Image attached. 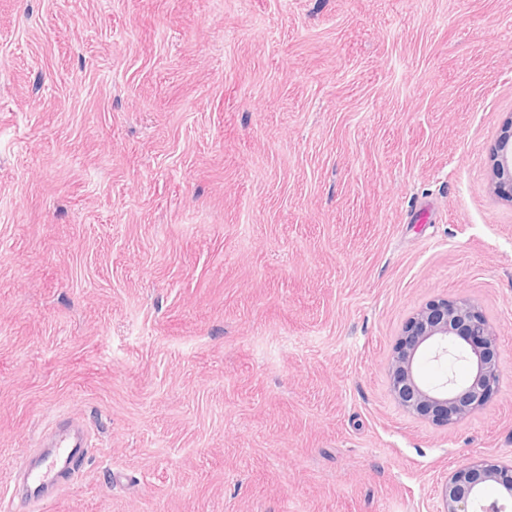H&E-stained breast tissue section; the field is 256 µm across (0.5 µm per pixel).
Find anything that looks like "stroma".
Wrapping results in <instances>:
<instances>
[{"label": "stroma", "instance_id": "35a3bbf8", "mask_svg": "<svg viewBox=\"0 0 512 512\" xmlns=\"http://www.w3.org/2000/svg\"><path fill=\"white\" fill-rule=\"evenodd\" d=\"M512 0H0V512H438L512 459ZM464 296L501 382L396 403L404 322ZM491 188L512 201V124L500 134L492 152ZM54 448L45 454L37 467L25 471L27 483L36 487H51L54 492L62 490L79 468V458L72 451V441L67 434L58 433ZM69 461L70 470L65 475L59 468L60 460ZM495 483L512 501V460L493 463L481 456H474L448 474L441 489L442 509L438 512H505L506 506L499 499L485 500L483 487Z\"/></svg>", "mask_w": 512, "mask_h": 512}]
</instances>
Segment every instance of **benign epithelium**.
I'll return each instance as SVG.
<instances>
[{
  "mask_svg": "<svg viewBox=\"0 0 512 512\" xmlns=\"http://www.w3.org/2000/svg\"><path fill=\"white\" fill-rule=\"evenodd\" d=\"M491 188L512 201V125L500 134L492 152ZM498 336L493 324L468 298H439L416 310L404 324L387 363L399 406L435 425H453L483 407L498 389L501 371ZM433 360L462 356L469 378L454 375L432 387L418 378L416 363L424 350ZM492 482L512 500V461L493 463L474 456L448 474L441 489L440 512H505L500 500H485L483 487Z\"/></svg>",
  "mask_w": 512,
  "mask_h": 512,
  "instance_id": "1",
  "label": "benign epithelium"
}]
</instances>
